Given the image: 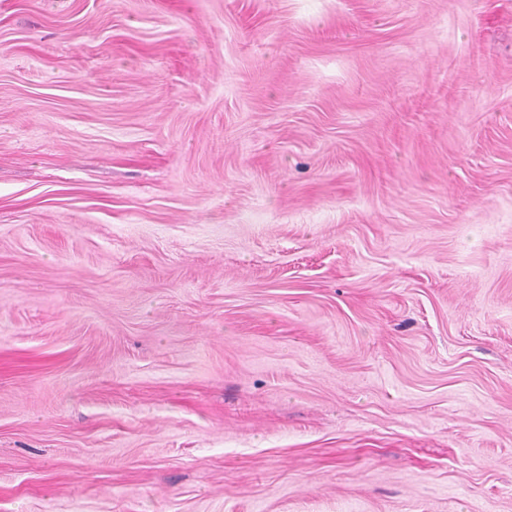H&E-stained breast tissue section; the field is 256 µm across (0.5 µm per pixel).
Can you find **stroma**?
I'll return each mask as SVG.
<instances>
[{
    "label": "stroma",
    "instance_id": "stroma-1",
    "mask_svg": "<svg viewBox=\"0 0 512 512\" xmlns=\"http://www.w3.org/2000/svg\"><path fill=\"white\" fill-rule=\"evenodd\" d=\"M0 512H512V0H0Z\"/></svg>",
    "mask_w": 512,
    "mask_h": 512
}]
</instances>
